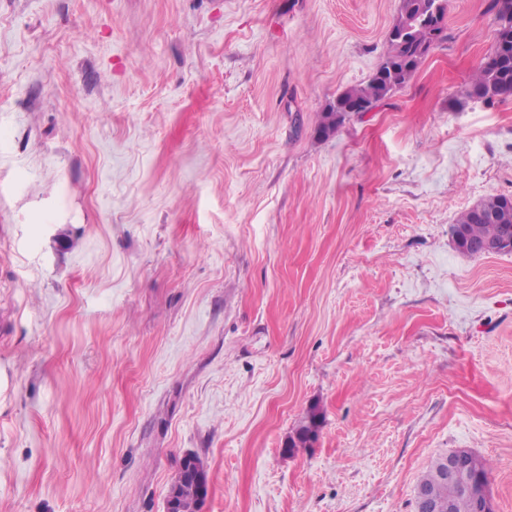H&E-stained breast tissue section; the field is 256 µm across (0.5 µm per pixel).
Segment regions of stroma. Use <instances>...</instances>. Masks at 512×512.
Segmentation results:
<instances>
[{"label": "stroma", "mask_w": 512, "mask_h": 512, "mask_svg": "<svg viewBox=\"0 0 512 512\" xmlns=\"http://www.w3.org/2000/svg\"><path fill=\"white\" fill-rule=\"evenodd\" d=\"M487 6L320 138L400 0H0V512H164L188 452L206 512H414L458 449L512 512V252L449 236L512 196ZM323 422V412L319 405H312L302 425L293 436L288 437V453L294 454L298 448H312Z\"/></svg>", "instance_id": "stroma-1"}]
</instances>
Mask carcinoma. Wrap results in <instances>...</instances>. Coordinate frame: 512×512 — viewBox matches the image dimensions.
<instances>
[{
	"instance_id": "cac0c4a2",
	"label": "carcinoma",
	"mask_w": 512,
	"mask_h": 512,
	"mask_svg": "<svg viewBox=\"0 0 512 512\" xmlns=\"http://www.w3.org/2000/svg\"><path fill=\"white\" fill-rule=\"evenodd\" d=\"M492 7L499 22L495 45L487 62L471 78L466 91L469 97L487 104L512 95V47L506 49L503 46V35L512 34V0H492ZM445 11V0H401L388 34L389 51L367 82L348 88L327 105L317 125L318 136L328 137L344 124L349 113L340 111L341 101H357L363 111L368 112L404 86L430 49L444 39ZM481 206L493 213L500 210L502 214L493 219H480L472 209L461 214L449 228L453 239L457 233H463V240L456 244L457 250L464 255L480 256L483 245L496 242L512 252V196H492L481 202ZM322 422L321 408L312 405L302 425L288 437V453L313 447ZM444 466L445 457L441 456L418 480L438 505L436 512H476L478 498L488 483V461L472 454L470 475L473 484L464 489L448 484L441 477ZM172 485L179 491L178 512H199L205 491L191 474L188 458L181 459Z\"/></svg>"
}]
</instances>
